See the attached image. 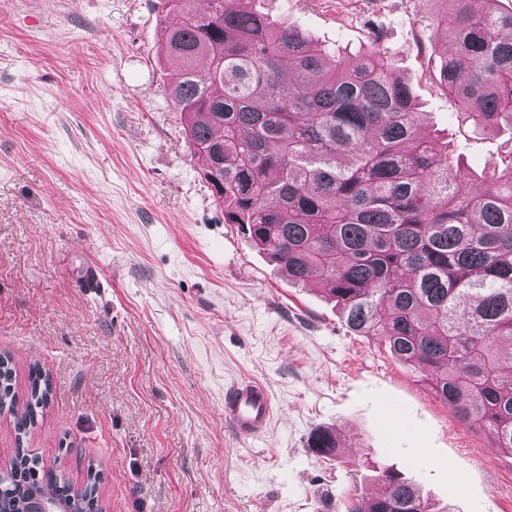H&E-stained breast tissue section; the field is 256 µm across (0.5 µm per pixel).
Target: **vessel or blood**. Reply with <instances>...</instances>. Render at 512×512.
<instances>
[{"label": "vessel or blood", "instance_id": "vessel-or-blood-1", "mask_svg": "<svg viewBox=\"0 0 512 512\" xmlns=\"http://www.w3.org/2000/svg\"><path fill=\"white\" fill-rule=\"evenodd\" d=\"M274 407L262 384L243 380L224 391V420L242 437H256L268 427Z\"/></svg>", "mask_w": 512, "mask_h": 512}]
</instances>
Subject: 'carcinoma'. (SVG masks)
Masks as SVG:
<instances>
[{
    "label": "carcinoma",
    "mask_w": 512,
    "mask_h": 512,
    "mask_svg": "<svg viewBox=\"0 0 512 512\" xmlns=\"http://www.w3.org/2000/svg\"><path fill=\"white\" fill-rule=\"evenodd\" d=\"M168 0L179 22L160 53L178 62L168 94L185 118L224 223L239 225L290 283L318 279L357 336L381 338L455 418L512 457V144L478 188L455 153L435 145L411 82L394 74L382 31L356 60L304 30L244 6ZM443 43L437 87L477 137L512 131V8L500 0H438ZM23 410L0 354V404L17 448L0 474V512L69 482L24 447L52 392L34 364ZM309 447L339 452L320 429ZM377 493L348 512H436L403 473L379 464ZM100 474L87 469L63 512H104Z\"/></svg>",
    "instance_id": "carcinoma-1"
}]
</instances>
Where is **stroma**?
Segmentation results:
<instances>
[{
	"label": "stroma",
	"mask_w": 512,
	"mask_h": 512,
	"mask_svg": "<svg viewBox=\"0 0 512 512\" xmlns=\"http://www.w3.org/2000/svg\"><path fill=\"white\" fill-rule=\"evenodd\" d=\"M248 5L351 57L380 29L437 145L499 164L512 133L473 138L437 87L436 0ZM175 21L167 0H0V351L16 408L30 364L52 384L29 448L77 488L95 465L107 512H346L373 459L453 512H512V457L225 223L166 91ZM243 378L275 404L252 439L224 421ZM327 427L336 460L308 446Z\"/></svg>",
	"instance_id": "35a3bbf8"
}]
</instances>
